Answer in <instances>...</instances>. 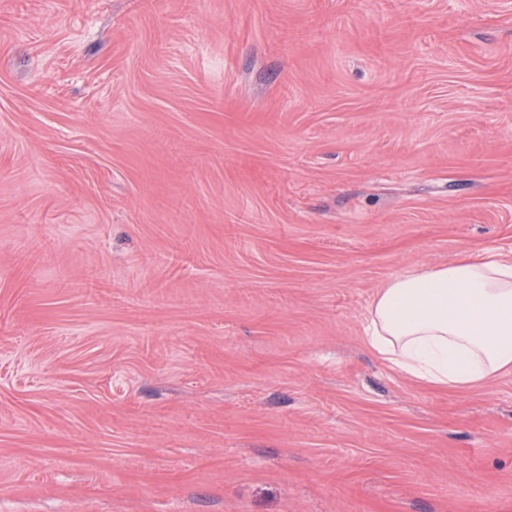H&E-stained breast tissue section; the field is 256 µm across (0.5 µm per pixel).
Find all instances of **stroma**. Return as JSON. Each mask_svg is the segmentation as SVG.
<instances>
[{"label": "stroma", "instance_id": "stroma-1", "mask_svg": "<svg viewBox=\"0 0 512 512\" xmlns=\"http://www.w3.org/2000/svg\"><path fill=\"white\" fill-rule=\"evenodd\" d=\"M512 251V0H0V512H512V369L370 348Z\"/></svg>", "mask_w": 512, "mask_h": 512}]
</instances>
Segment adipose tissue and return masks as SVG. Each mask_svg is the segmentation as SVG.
<instances>
[{"label": "adipose tissue", "mask_w": 512, "mask_h": 512, "mask_svg": "<svg viewBox=\"0 0 512 512\" xmlns=\"http://www.w3.org/2000/svg\"><path fill=\"white\" fill-rule=\"evenodd\" d=\"M366 341L406 374L464 388L512 368V256L486 252L391 280Z\"/></svg>", "instance_id": "adipose-tissue-1"}]
</instances>
